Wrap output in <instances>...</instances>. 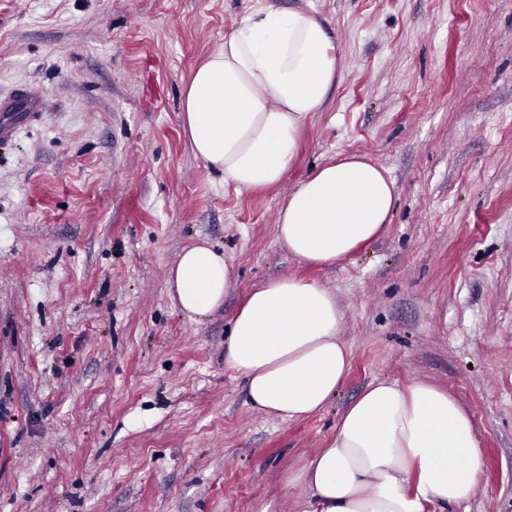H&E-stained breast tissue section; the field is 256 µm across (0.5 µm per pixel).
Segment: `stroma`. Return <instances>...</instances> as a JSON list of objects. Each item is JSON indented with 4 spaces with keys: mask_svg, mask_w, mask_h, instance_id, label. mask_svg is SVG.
Instances as JSON below:
<instances>
[{
    "mask_svg": "<svg viewBox=\"0 0 512 512\" xmlns=\"http://www.w3.org/2000/svg\"><path fill=\"white\" fill-rule=\"evenodd\" d=\"M328 27L340 79L264 190L195 157L181 90L262 5ZM42 114L0 145V512H302L296 476L369 383L426 380L482 448L453 512H512V0H0V97ZM394 182L389 224L331 267L278 213L328 162ZM208 241L233 286L196 322L166 283ZM328 288L351 368L323 410L255 409L224 363L254 288Z\"/></svg>",
    "mask_w": 512,
    "mask_h": 512,
    "instance_id": "35a3bbf8",
    "label": "stroma"
}]
</instances>
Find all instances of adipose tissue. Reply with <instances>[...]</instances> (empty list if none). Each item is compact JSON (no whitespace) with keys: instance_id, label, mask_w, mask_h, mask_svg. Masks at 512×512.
<instances>
[{"instance_id":"ef3b65f1","label":"adipose tissue","mask_w":512,"mask_h":512,"mask_svg":"<svg viewBox=\"0 0 512 512\" xmlns=\"http://www.w3.org/2000/svg\"><path fill=\"white\" fill-rule=\"evenodd\" d=\"M339 74L325 24L302 9L261 6L192 73L181 99L192 150L225 181L277 185L293 162L304 120L320 111ZM394 185L361 156L321 167L288 196L277 235L300 262L332 266L387 224ZM195 321L232 286L223 253L207 242L184 250L167 279ZM342 312L326 288L283 276L251 291L224 352L253 407L283 420L322 410L343 384L350 353ZM482 467L473 418L428 381L368 385L341 413L336 437L304 467L310 512H426L467 501Z\"/></svg>"}]
</instances>
